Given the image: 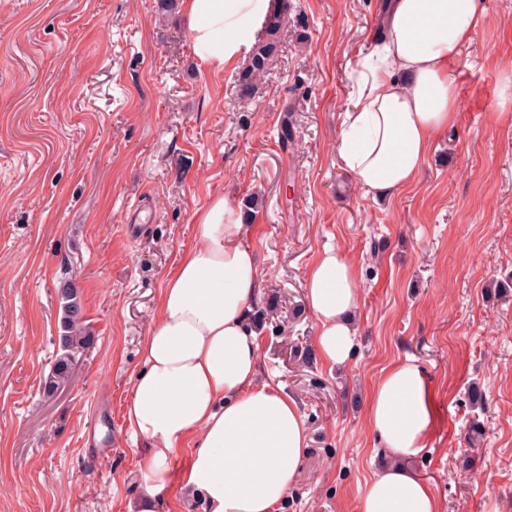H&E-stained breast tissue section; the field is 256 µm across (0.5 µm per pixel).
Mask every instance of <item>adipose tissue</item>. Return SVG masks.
Returning <instances> with one entry per match:
<instances>
[{"label":"adipose tissue","mask_w":512,"mask_h":512,"mask_svg":"<svg viewBox=\"0 0 512 512\" xmlns=\"http://www.w3.org/2000/svg\"><path fill=\"white\" fill-rule=\"evenodd\" d=\"M269 7L183 0L194 53L218 71L247 57ZM484 23L480 0H392L385 34L360 62L362 86L336 143L365 196L388 200L411 185L433 140L454 126L450 67ZM195 238L165 277L124 407L129 427L150 443L138 468L152 480L129 512H155L167 463L188 441L185 500L203 497L209 512H275L307 453V429L297 401L260 378L252 302L262 271L250 227L220 196L200 213ZM306 302L321 361L345 364L357 339L359 275L344 251L317 255ZM433 420L424 368L408 358L386 369L371 389L367 422L387 462L361 488L359 512H440L409 465L427 448Z\"/></svg>","instance_id":"obj_1"}]
</instances>
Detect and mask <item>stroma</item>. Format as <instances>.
Wrapping results in <instances>:
<instances>
[{
  "mask_svg": "<svg viewBox=\"0 0 512 512\" xmlns=\"http://www.w3.org/2000/svg\"><path fill=\"white\" fill-rule=\"evenodd\" d=\"M288 31L256 95L237 64L194 54L162 0H0V512H128L147 447L125 421L166 274L218 196H253L264 377L293 396L309 449L281 512H358L375 437L370 389L411 357L429 375L430 446L410 467L441 512H512V0L452 68L457 115L416 182L365 198L336 153L389 0H289ZM290 120L295 142L278 143ZM143 201L149 222L126 238ZM360 274L358 343L328 368L305 275L326 246ZM71 281L92 343L44 391ZM480 390L481 404L471 401ZM168 464L156 512H207Z\"/></svg>",
  "mask_w": 512,
  "mask_h": 512,
  "instance_id": "obj_1",
  "label": "stroma"
}]
</instances>
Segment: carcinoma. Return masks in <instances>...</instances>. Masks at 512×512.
Wrapping results in <instances>:
<instances>
[{"instance_id":"carcinoma-1","label":"carcinoma","mask_w":512,"mask_h":512,"mask_svg":"<svg viewBox=\"0 0 512 512\" xmlns=\"http://www.w3.org/2000/svg\"><path fill=\"white\" fill-rule=\"evenodd\" d=\"M273 2L262 36L238 72V87L244 96L254 92L258 78L269 68L282 42L290 5L282 3V0ZM60 308L62 333L59 338L58 355L45 380V389L49 393L56 392L66 383L71 373L75 350L87 346L90 341L83 324L78 293L67 282L60 286Z\"/></svg>"}]
</instances>
